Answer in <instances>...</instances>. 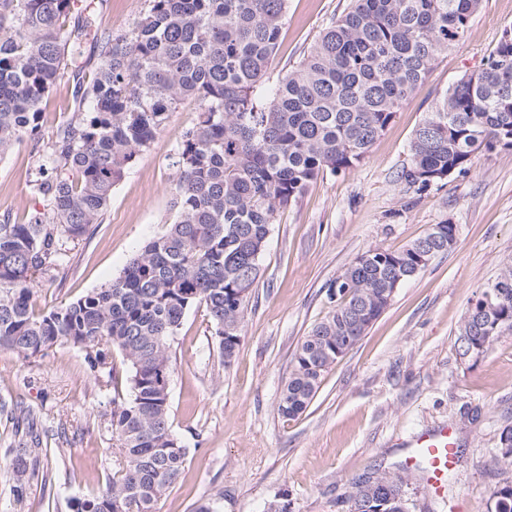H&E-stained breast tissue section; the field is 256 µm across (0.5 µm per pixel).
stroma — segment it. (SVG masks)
<instances>
[{"instance_id":"35a3bbf8","label":"stroma","mask_w":512,"mask_h":512,"mask_svg":"<svg viewBox=\"0 0 512 512\" xmlns=\"http://www.w3.org/2000/svg\"><path fill=\"white\" fill-rule=\"evenodd\" d=\"M348 3L288 0L273 75L291 70ZM146 6L96 0L97 25L127 28ZM509 26L512 0H482L463 43L440 56L366 158L318 176L279 209L232 363L219 354L205 307L186 314L170 348L169 416L190 454L158 512H196L205 502L217 512H270L274 504L288 512H348L354 482L378 469L402 477L411 512H494L493 490L512 481V466L498 459L499 434L512 426V335L474 362L460 357L456 334L469 301L512 265V150L479 153L466 173L423 190L400 183L397 173L437 98L482 66ZM74 106L71 82H58L41 106L43 140ZM197 115L191 100L170 113L69 266L38 279L35 313L109 282L165 229L175 151ZM37 166L29 141L0 157V217L20 223L40 209L32 191ZM446 222L456 227L454 247L397 288L302 414L282 417L290 360L333 308L329 284L367 250L401 249ZM112 364L113 376L92 372L83 352L66 344L26 360L0 349V512H10L8 451L33 431L44 433L47 449L23 512H70L72 499L105 486L120 461L112 400L129 393L121 355ZM27 410L35 425L23 420ZM442 424L453 426L458 448L441 496L407 467L402 442Z\"/></svg>"}]
</instances>
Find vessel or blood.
I'll return each mask as SVG.
<instances>
[{
  "instance_id": "vessel-or-blood-1",
  "label": "vessel or blood",
  "mask_w": 512,
  "mask_h": 512,
  "mask_svg": "<svg viewBox=\"0 0 512 512\" xmlns=\"http://www.w3.org/2000/svg\"><path fill=\"white\" fill-rule=\"evenodd\" d=\"M413 454L410 462L436 492H445L448 469L454 460L455 437L447 425H439L414 434L407 442Z\"/></svg>"
}]
</instances>
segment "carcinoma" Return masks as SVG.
<instances>
[{
  "instance_id": "obj_1",
  "label": "carcinoma",
  "mask_w": 512,
  "mask_h": 512,
  "mask_svg": "<svg viewBox=\"0 0 512 512\" xmlns=\"http://www.w3.org/2000/svg\"><path fill=\"white\" fill-rule=\"evenodd\" d=\"M481 0H351L297 66L270 85L288 0H148L128 28L97 37L101 60L82 76L94 9L84 0H0V153L40 142L41 105L73 78L77 107L46 144L32 189L42 209L0 219V348L29 359L62 344L85 352L93 372L124 358L130 397L112 401L122 467L71 512H156L181 478L189 449L169 423L171 341L186 312L203 305L229 365L244 307L279 208L324 172L360 163L402 101L439 56L463 41ZM198 119L175 153L172 218L110 282L36 314L33 286L67 267L71 251L106 208L112 189L184 100ZM512 149V28L479 72H464L414 131L398 180L419 190L469 170L482 151ZM444 223L396 250L370 249L328 286L334 302L297 347L279 413H303L336 363L405 283L425 249L444 253ZM512 334V265L469 302L457 332L472 360ZM9 450L12 506L38 478L39 435ZM512 512V484L495 488ZM350 512H408L403 480L375 471L354 483Z\"/></svg>"
}]
</instances>
